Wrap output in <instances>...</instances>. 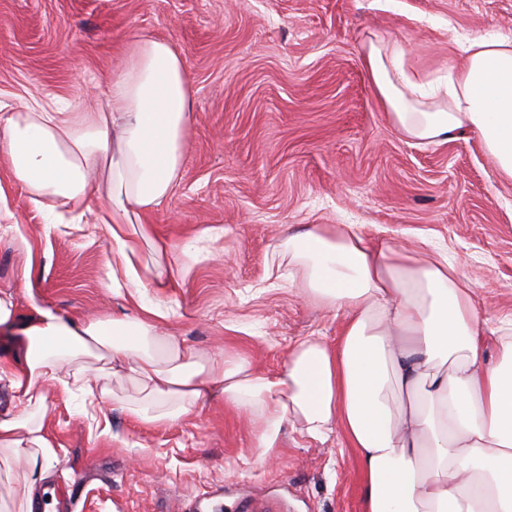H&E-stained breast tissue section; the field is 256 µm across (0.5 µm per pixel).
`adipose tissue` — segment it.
I'll list each match as a JSON object with an SVG mask.
<instances>
[{
  "mask_svg": "<svg viewBox=\"0 0 512 512\" xmlns=\"http://www.w3.org/2000/svg\"><path fill=\"white\" fill-rule=\"evenodd\" d=\"M464 44V64L435 81L378 36L363 66L404 138L427 145L471 133L496 178L512 182V36ZM190 119L183 57L163 39L130 40L98 104L0 93V159L46 229L100 231L108 286L130 309L66 319L37 306L21 321L13 293L0 291V332L24 340L0 356L13 401L0 410V450L42 471L58 454L50 394L99 412L107 381L124 376L146 393L131 410L146 424L221 401L258 418L265 449L286 422L313 439L342 435L357 452L364 512H512V313L481 312L473 282L428 241L375 243L353 224L287 234L289 264L305 269L310 293L343 325L335 346L296 342L279 373L222 350L204 364L187 347L157 349L173 309L151 295L165 270L141 264L139 223L172 190Z\"/></svg>",
  "mask_w": 512,
  "mask_h": 512,
  "instance_id": "1",
  "label": "adipose tissue"
}]
</instances>
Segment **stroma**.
Listing matches in <instances>:
<instances>
[{
	"instance_id": "1",
	"label": "stroma",
	"mask_w": 512,
	"mask_h": 512,
	"mask_svg": "<svg viewBox=\"0 0 512 512\" xmlns=\"http://www.w3.org/2000/svg\"><path fill=\"white\" fill-rule=\"evenodd\" d=\"M512 35V0H0V91L77 100L98 93L132 37L181 52L193 97L180 175L146 215L148 265L180 261L161 296L176 311L162 334L209 356L238 353L259 370L283 369L305 336L336 342L342 319L304 295L302 277L272 285L286 230L357 224L377 242L427 238L476 284L486 312H512V185L499 182L479 141L462 134L416 146L388 121L361 64L372 32L398 42L429 79L463 61L449 30ZM0 290L64 316L119 317L103 244L45 234L20 184L0 161ZM208 226L217 241L199 239ZM194 243L195 253L182 249ZM112 432L52 396L60 446L38 489L56 512H362L354 449L284 425L271 454L234 408L216 402L177 422L142 423L143 394L112 380ZM28 466L0 464V505L18 512Z\"/></svg>"
}]
</instances>
